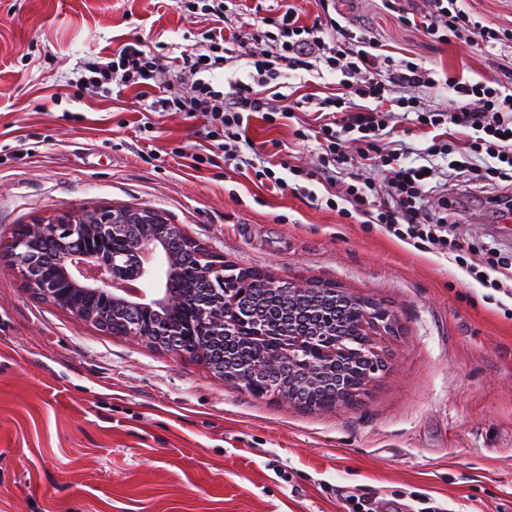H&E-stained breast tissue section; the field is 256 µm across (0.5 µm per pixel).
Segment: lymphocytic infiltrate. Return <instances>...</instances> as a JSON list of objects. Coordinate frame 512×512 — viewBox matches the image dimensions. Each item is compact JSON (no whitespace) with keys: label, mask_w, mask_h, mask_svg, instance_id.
<instances>
[{"label":"lymphocytic infiltrate","mask_w":512,"mask_h":512,"mask_svg":"<svg viewBox=\"0 0 512 512\" xmlns=\"http://www.w3.org/2000/svg\"><path fill=\"white\" fill-rule=\"evenodd\" d=\"M276 2L275 8L267 9L263 0H241L242 9L261 22L251 34L258 49L248 61L246 79L230 81L228 91L216 89L213 78L228 63L229 45L242 36L225 25L209 27L195 48L181 54L179 90L151 94L149 85L161 62L137 40L121 44L112 56L87 62L77 81L104 96L132 89L138 98L148 100L152 113L180 112L202 120L203 138L217 143L225 165L238 172L254 166L248 135L254 117L269 122L277 116L291 119L310 107L329 112L318 150L326 186L336 189L344 202L338 215H356L381 225L386 234L421 251L457 256L468 249V242L450 235L458 211L448 203V186L464 172L473 184L485 188L512 184V92L484 79L472 80L465 69L440 76L414 61L394 59L389 45L332 17L329 7L335 0H314L316 14L310 23L302 19L294 0ZM386 2L401 17H415L419 27L445 45L464 40L485 50L512 42V28L483 25L459 0H422V8L414 13L405 0ZM321 65L341 73L336 92L324 97L305 94L288 102L279 94H267V86L282 69L310 73ZM442 85L455 93L453 106L428 108L424 92ZM401 112L416 114L419 124L434 128L427 152L448 158L447 166L426 170L401 164L404 151L394 146L391 131ZM452 126L468 130L466 153L487 155L492 165L469 167L449 159L441 132ZM379 168L386 171L380 182L371 176ZM340 169L348 177L341 187L336 184ZM466 271L485 286L512 296V255L485 249L480 264L467 266Z\"/></svg>","instance_id":"obj_1"}]
</instances>
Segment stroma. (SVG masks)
<instances>
[{"label": "stroma", "mask_w": 512, "mask_h": 512, "mask_svg": "<svg viewBox=\"0 0 512 512\" xmlns=\"http://www.w3.org/2000/svg\"><path fill=\"white\" fill-rule=\"evenodd\" d=\"M345 20L428 68L499 76L512 46L443 45L384 0H338ZM206 24L174 0H0V512H344L337 488L384 512H512V298L455 261L325 203L314 112L253 121L250 136L312 174V203L228 170H200V121L146 114L134 90L72 86L83 62L141 40L166 68ZM284 146L275 152L274 143ZM453 232L512 252V219L449 191ZM147 205L231 273L327 284L396 318L387 368L354 406L305 410L216 379L202 359L99 331L26 288L5 259L22 224L69 210Z\"/></svg>", "instance_id": "1"}]
</instances>
